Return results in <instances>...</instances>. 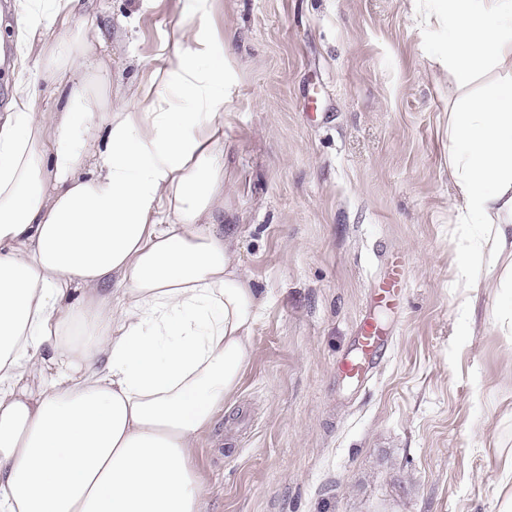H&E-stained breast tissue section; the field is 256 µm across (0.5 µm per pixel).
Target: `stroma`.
Masks as SVG:
<instances>
[{"mask_svg": "<svg viewBox=\"0 0 512 512\" xmlns=\"http://www.w3.org/2000/svg\"><path fill=\"white\" fill-rule=\"evenodd\" d=\"M438 0H214L224 39V221L262 296L253 358L192 457L206 512H500L512 495V335L461 286ZM113 103L172 49L178 0H81ZM391 345L344 378L390 254ZM473 298L475 322L459 306ZM404 288V272L397 263H390L387 274L373 290L374 301L386 310L398 307Z\"/></svg>", "mask_w": 512, "mask_h": 512, "instance_id": "stroma-1", "label": "stroma"}]
</instances>
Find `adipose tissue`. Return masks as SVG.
I'll return each mask as SVG.
<instances>
[{
    "label": "adipose tissue",
    "instance_id": "1",
    "mask_svg": "<svg viewBox=\"0 0 512 512\" xmlns=\"http://www.w3.org/2000/svg\"><path fill=\"white\" fill-rule=\"evenodd\" d=\"M172 50L130 105L88 69L78 0H14L0 113V512H205L191 450L237 392L261 297L224 215V42L180 0ZM461 223L512 292V0H441ZM66 89L40 107L39 81Z\"/></svg>",
    "mask_w": 512,
    "mask_h": 512
}]
</instances>
